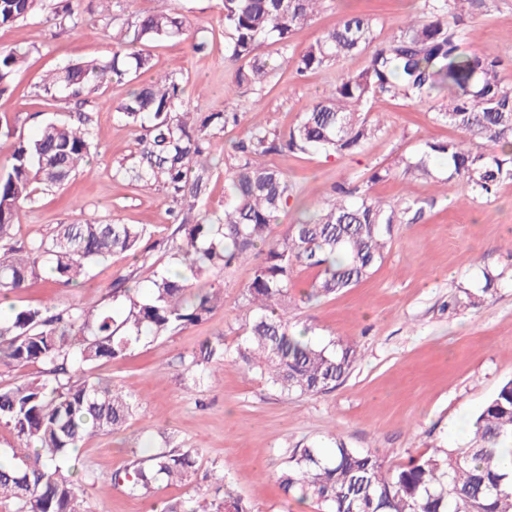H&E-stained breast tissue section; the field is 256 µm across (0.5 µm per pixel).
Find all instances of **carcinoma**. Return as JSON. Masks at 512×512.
I'll list each match as a JSON object with an SVG mask.
<instances>
[{"mask_svg":"<svg viewBox=\"0 0 512 512\" xmlns=\"http://www.w3.org/2000/svg\"><path fill=\"white\" fill-rule=\"evenodd\" d=\"M37 0H0V26L23 20ZM162 6L131 23L129 42L105 62L71 63L43 84L46 95L60 91L78 97L112 79L152 68L150 54L137 45L185 34L183 19ZM322 0H222L227 52L247 65L238 84L262 85L273 67L257 50L267 42L289 46L294 30L314 14ZM388 41L375 45L374 19L350 14L299 54L296 71L320 69L352 55L368 53L365 67L346 73L312 102L285 142L246 113L194 112L173 75L154 77L136 87L117 107V117L138 125L137 164L119 170L136 184L158 185L170 199L179 242L172 246L176 269L154 275L143 293L132 276L116 279L112 301L119 310L13 308L0 318V368L37 366L41 378L0 387V424L12 429L20 464L0 468V504L9 512H86L77 482L63 476L60 462L77 460L76 448L89 436L114 431L140 409L131 394L91 373L98 361L126 356L136 345L205 321L224 306V289L212 277L252 254H262L245 291L255 308L245 338L233 353L224 339L205 340L180 364L196 386L210 381L209 364L232 361L255 371L279 393L316 396L345 379L356 361V345L340 340L316 344L292 331L288 296L297 267L317 274L307 298H327L366 279L390 247L392 227L422 215L416 202L392 206L366 190L335 188L336 197L310 217L275 233L278 214L288 204L289 185L281 169L259 158L286 148L326 155L351 153L380 132V120L365 107L379 95L393 100H439L435 119L462 133L458 140L423 143L422 155L405 162L404 172L428 178L426 158L448 160L451 175L465 180L471 199H490L512 181V86L504 84V61L465 48V29L448 24L489 0H423ZM28 51L0 52V94ZM50 119L31 139L6 125L0 137L14 139L8 169L0 174V296L23 291L46 270L53 282L77 286L90 266L118 254L141 266L152 265L150 236L143 224H115L95 218L57 225L50 240L13 246L14 226L38 190L64 186L87 163L88 124ZM246 125L224 204V216L192 218L208 181L212 141L228 124ZM481 295L462 289L448 307L476 308ZM473 438L465 448H435L391 471L381 457L343 443L329 454L307 445L293 449L278 473L284 495L310 498L322 512H512V476L499 472L498 450L512 444V379L474 416ZM196 448H135L123 468L108 478L86 470L83 480L122 486L126 492L156 498L159 483L188 479L197 464ZM163 512H253L241 496L199 493L186 501H165Z\"/></svg>","mask_w":512,"mask_h":512,"instance_id":"cac0c4a2","label":"carcinoma"}]
</instances>
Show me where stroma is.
Instances as JSON below:
<instances>
[{
  "instance_id": "obj_1",
  "label": "stroma",
  "mask_w": 512,
  "mask_h": 512,
  "mask_svg": "<svg viewBox=\"0 0 512 512\" xmlns=\"http://www.w3.org/2000/svg\"><path fill=\"white\" fill-rule=\"evenodd\" d=\"M171 5L188 30L179 40L148 43L153 72L176 71L194 111L236 108L284 137L318 95L366 62L360 54L300 74L293 64L300 52L354 11L374 18L378 41H386L416 16L420 0H323L293 32L289 47H262L274 70L259 90L235 81L239 64L226 51L222 0H171ZM65 6L74 11L76 24L58 22L56 12ZM157 7L156 0H38L27 19L0 27V51L29 52L10 90L0 95V122L29 137L54 116L66 120L86 113L92 118L91 165L63 188L37 193L21 215L15 242L46 240L55 225L95 217L146 225L153 248L152 266L139 268L116 255L93 268L79 287L40 277L13 296L14 307L51 301L59 307L98 308L111 302L116 278L131 273L144 285L174 263L167 242L175 226L165 190L118 174L138 159L140 128L115 116L133 83L113 81L78 100L52 99L42 91L47 74L72 62L105 58L123 39L128 18ZM464 24L468 48L503 59L504 79L512 84V0H494L489 10L469 15ZM202 37L207 47L199 52L193 44ZM433 107L430 101L379 96L368 110L384 126L358 150L330 156L282 151L264 158L288 175L290 198L278 217L282 226L295 223L298 202L325 204L341 184L361 186L390 204L415 200L423 209L416 223L394 226L384 260L353 288L309 301L302 293L314 271L300 268L293 274L292 326L316 343H355L359 357L349 376L324 394L287 397L230 361L212 363L218 379L213 387H195L183 375L180 356L203 340L220 336L229 348L242 341L254 316L244 300L256 266L248 260L218 278L224 306L207 320L137 346L125 358L94 365V376L133 394L141 410L123 428L88 437L78 451L83 468L116 471L131 449L160 445L166 434L175 445L198 449L200 459L197 475L162 485L159 499L213 492L222 477L254 512H319L312 500L279 490L276 474L287 450L311 441L328 446L338 438L348 447L381 454L387 467L397 469L432 449L466 446L464 432L473 415L512 378V184L503 183L490 200L469 203L465 182L449 175L445 159L430 158L433 179L405 174V159L416 155L423 141L460 137L454 127L436 122ZM243 135V127L230 126L215 139L198 213H223L235 145ZM384 169L388 177L372 181V174ZM463 288L484 292L483 302L474 309L449 310V297ZM80 494L88 512H152L149 502L110 486L85 484Z\"/></svg>"
}]
</instances>
